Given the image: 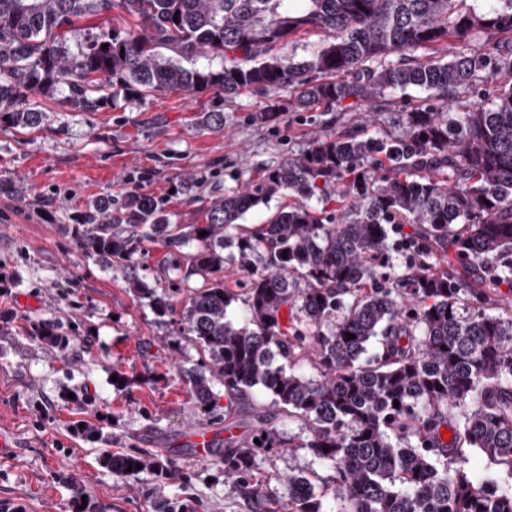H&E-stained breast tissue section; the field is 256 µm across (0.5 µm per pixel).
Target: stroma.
I'll list each match as a JSON object with an SVG mask.
<instances>
[{
    "label": "stroma",
    "instance_id": "35a3bbf8",
    "mask_svg": "<svg viewBox=\"0 0 512 512\" xmlns=\"http://www.w3.org/2000/svg\"><path fill=\"white\" fill-rule=\"evenodd\" d=\"M107 105L85 112L68 88L28 98L36 128L0 129V431L13 444L0 459V512H152L192 500L195 512H245L223 467L185 440L187 430L218 424L195 410L178 368L197 350L173 347L171 327L156 322L115 278L76 248L74 215L103 196L129 191L161 201L174 224H201L210 200L244 187L331 132L368 124L400 135L408 112L427 98L410 89L368 107L352 100L295 109L288 93L158 92L106 89ZM224 114L220 132L202 130V112ZM266 110V120L256 112ZM192 177L191 193L173 192ZM52 321L70 342L61 349L32 335ZM126 375L112 384L113 369ZM146 449L175 461L165 480L119 475L108 452ZM271 474L328 471L307 451L262 459Z\"/></svg>",
    "mask_w": 512,
    "mask_h": 512
}]
</instances>
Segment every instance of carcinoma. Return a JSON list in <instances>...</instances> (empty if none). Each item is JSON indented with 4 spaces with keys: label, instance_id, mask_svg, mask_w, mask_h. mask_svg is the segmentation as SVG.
I'll use <instances>...</instances> for the list:
<instances>
[{
    "label": "carcinoma",
    "instance_id": "cac0c4a2",
    "mask_svg": "<svg viewBox=\"0 0 512 512\" xmlns=\"http://www.w3.org/2000/svg\"><path fill=\"white\" fill-rule=\"evenodd\" d=\"M302 2L0 0V128L38 125L41 113L19 105L62 82L85 111L106 102V83L139 95L288 90L303 111L432 92L436 102L408 113L402 135L330 133L215 197L203 224H173L160 201L131 193L76 215L73 238L197 349L179 381L200 414L239 428L241 404L258 391L266 410L301 422L287 438L259 412L248 436L214 440L248 512H512V490L472 473L465 452L479 449L512 476V312L490 313L497 288H512V0L488 11L467 0ZM115 8L126 24L70 50L79 20ZM309 29L331 38L308 58L270 54ZM162 48L212 52L224 67H186ZM395 54L411 58L395 64ZM480 85L494 86L490 106L439 110ZM200 127L224 130V113H202ZM332 188L340 206L309 203H330ZM278 193L296 202L243 232L241 217ZM393 224L411 228L397 243ZM156 241L167 251L145 267ZM226 264L244 277L228 282ZM238 301L239 320L228 313ZM32 331L69 343L50 322ZM450 422L451 444L441 434ZM298 449L332 476L290 474L270 488L259 456ZM104 463L160 480L174 469L147 451Z\"/></svg>",
    "mask_w": 512,
    "mask_h": 512
}]
</instances>
